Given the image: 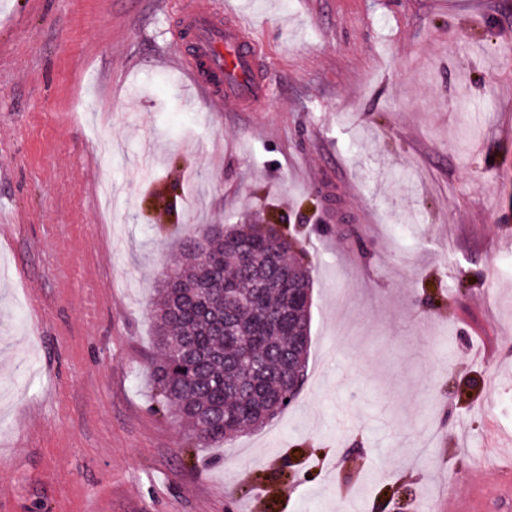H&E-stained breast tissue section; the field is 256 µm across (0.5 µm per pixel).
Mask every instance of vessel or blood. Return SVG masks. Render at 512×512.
I'll list each match as a JSON object with an SVG mask.
<instances>
[{
	"label": "vessel or blood",
	"instance_id": "b4317fda",
	"mask_svg": "<svg viewBox=\"0 0 512 512\" xmlns=\"http://www.w3.org/2000/svg\"><path fill=\"white\" fill-rule=\"evenodd\" d=\"M186 51L178 60L182 73L203 92L210 111L224 100L242 111L260 112L271 97V82L258 43L231 15L187 4L176 31Z\"/></svg>",
	"mask_w": 512,
	"mask_h": 512
}]
</instances>
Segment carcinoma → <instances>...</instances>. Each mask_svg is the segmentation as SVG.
<instances>
[{"instance_id":"obj_1","label":"carcinoma","mask_w":512,"mask_h":512,"mask_svg":"<svg viewBox=\"0 0 512 512\" xmlns=\"http://www.w3.org/2000/svg\"><path fill=\"white\" fill-rule=\"evenodd\" d=\"M182 251L153 304L151 376L163 408L207 448L274 419L303 385L312 270L274 224H212Z\"/></svg>"}]
</instances>
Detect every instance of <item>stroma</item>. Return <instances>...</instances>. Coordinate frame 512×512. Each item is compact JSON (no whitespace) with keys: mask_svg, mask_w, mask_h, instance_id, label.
<instances>
[{"mask_svg":"<svg viewBox=\"0 0 512 512\" xmlns=\"http://www.w3.org/2000/svg\"><path fill=\"white\" fill-rule=\"evenodd\" d=\"M238 2L263 112L199 99L172 0H0V512H512V0ZM274 216L305 383L188 447L150 301L184 238Z\"/></svg>","mask_w":512,"mask_h":512,"instance_id":"1","label":"stroma"}]
</instances>
